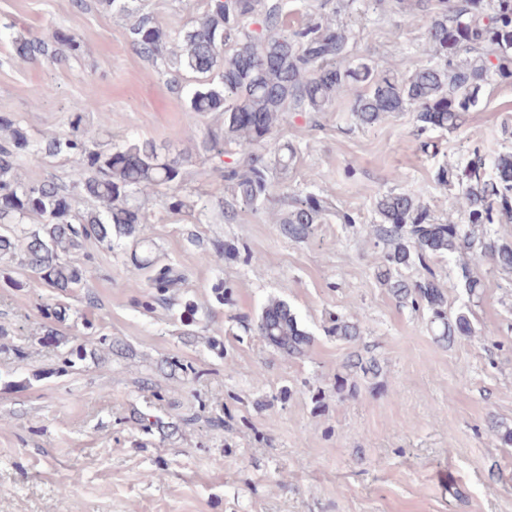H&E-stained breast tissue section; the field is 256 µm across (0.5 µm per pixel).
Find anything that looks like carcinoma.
Returning <instances> with one entry per match:
<instances>
[{
	"instance_id": "carcinoma-1",
	"label": "carcinoma",
	"mask_w": 512,
	"mask_h": 512,
	"mask_svg": "<svg viewBox=\"0 0 512 512\" xmlns=\"http://www.w3.org/2000/svg\"><path fill=\"white\" fill-rule=\"evenodd\" d=\"M403 20L414 23L430 14L426 39L441 65H417L402 75L375 69L366 61L346 62L345 33L313 21L290 29L279 6L264 0H209L207 10L181 34L179 50L172 54L175 75H198L186 111L192 117L211 112L223 115L222 126L209 130L195 146L196 154L232 158L225 180L232 195L252 210L260 209L269 195L267 167L253 149L265 144L288 112L301 108L325 112L338 97L351 101L350 112L361 127H372L392 112H416L420 131L458 128L479 102L482 88L496 76L512 82V0H394ZM259 28H251L252 24ZM134 44L148 57H164L165 31L145 14L132 28ZM70 54L82 52L78 35L54 34ZM18 57L36 60L49 53L38 37L14 42ZM103 130L76 113L70 133L32 141L20 123L0 114V259L21 258L39 283L65 297L87 287L89 272L79 255L83 242L93 239L106 248L124 238L138 247L148 246L140 207L129 203L142 189L160 197L182 184L192 155L170 145L129 140L114 145L102 140ZM24 154L43 157L74 156L78 178L67 187L53 180H23L16 159ZM437 180L457 190L453 206L467 223H438L429 210L408 192H389L377 198L381 223L375 225L377 243L385 250L376 278L401 303L423 309L439 343L452 344L475 335L471 311H448V299L431 261L455 254L488 258L505 273H512V244L486 241V224L512 221V149L488 157L474 147L462 167L442 166ZM94 206L75 209L76 198ZM327 201L309 193L291 197L288 211L274 216L282 235L304 241L315 234L327 211ZM151 287L156 300L167 303L168 292L182 280L169 265L155 266ZM415 266L419 278L409 282L402 270ZM460 288L471 298L483 288L469 266L462 268ZM265 345L283 356H306L314 337L299 322L288 302L270 298L251 328ZM326 335L345 343L360 337L359 324L340 315L329 317ZM112 346L107 336L86 338L63 360L73 364L87 347ZM346 374L336 376V394L354 395L353 376L375 380L381 366L374 358L353 352L344 364Z\"/></svg>"
}]
</instances>
